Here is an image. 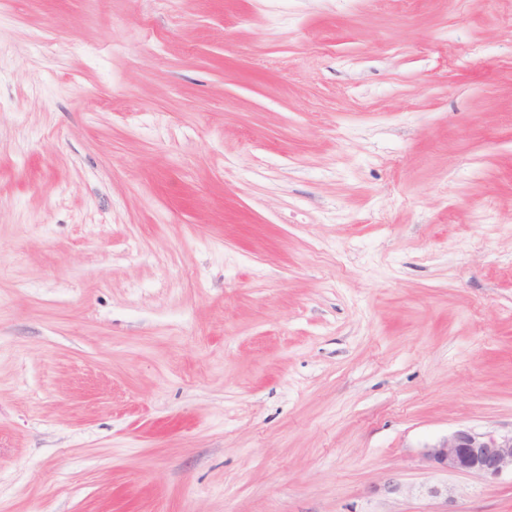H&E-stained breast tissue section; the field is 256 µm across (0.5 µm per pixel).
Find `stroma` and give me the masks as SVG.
I'll return each instance as SVG.
<instances>
[{
  "label": "stroma",
  "mask_w": 512,
  "mask_h": 512,
  "mask_svg": "<svg viewBox=\"0 0 512 512\" xmlns=\"http://www.w3.org/2000/svg\"><path fill=\"white\" fill-rule=\"evenodd\" d=\"M461 426L512 429V0H0V512H512ZM425 461L446 472H465L494 481L512 474V430L506 433L478 432L459 427L446 438L425 448Z\"/></svg>",
  "instance_id": "obj_1"
}]
</instances>
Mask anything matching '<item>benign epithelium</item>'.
Here are the masks:
<instances>
[{
	"instance_id": "benign-epithelium-1",
	"label": "benign epithelium",
	"mask_w": 512,
	"mask_h": 512,
	"mask_svg": "<svg viewBox=\"0 0 512 512\" xmlns=\"http://www.w3.org/2000/svg\"><path fill=\"white\" fill-rule=\"evenodd\" d=\"M425 461L446 472H465L494 481L512 473V431L478 432L459 427L425 448Z\"/></svg>"
}]
</instances>
